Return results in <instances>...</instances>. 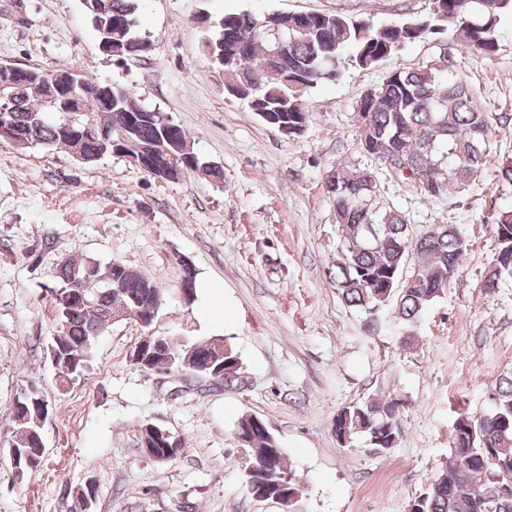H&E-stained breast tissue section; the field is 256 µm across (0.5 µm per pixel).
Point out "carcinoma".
<instances>
[{
  "mask_svg": "<svg viewBox=\"0 0 512 512\" xmlns=\"http://www.w3.org/2000/svg\"><path fill=\"white\" fill-rule=\"evenodd\" d=\"M437 7L417 18L420 27L405 21L377 25L370 18L309 13L303 32L281 14L262 19L250 13H231L211 20L201 31L206 55L224 72V84L234 97L293 124L300 115L309 121L308 89L321 82H336L351 67L366 70L408 45L448 28L461 45L484 56L499 47V23L512 14V0H429ZM141 0H103L101 11L84 8L97 39L111 38L116 60L143 57L147 40L137 32ZM288 45L281 62H270L279 45ZM81 81L79 111L65 114L53 106L52 89L43 69L11 90L9 111L0 112L9 126L23 133L29 146H62L98 160L110 153L97 139L74 142L59 135L65 117L73 123L102 118L106 132L118 139L128 127L129 105L137 103L120 85L85 77L78 67L60 70ZM365 130L359 148L386 163L403 160L399 177L421 199H438L467 186L482 169L489 150L490 116L475 99L468 83L450 79L437 68L398 69L364 94L358 104ZM135 143L148 153L163 144L174 152L187 150L190 172L211 179L223 178L221 168L202 162L189 150L185 130L167 115L144 108ZM340 232V260L332 272L336 292L347 304L367 315L387 305L381 293L402 282L395 312L406 323L438 298L458 268L466 239L460 228L440 224L419 237L409 231V219L397 208L379 202L380 192L370 171L350 172L340 166L327 175ZM498 255L485 279L493 289L512 276V209L498 212L494 224ZM413 274L400 280L409 260ZM55 297L58 335L46 343L47 358L60 381L72 382L88 368L92 345L112 321L127 313L151 314L155 294L162 292L146 275L120 263L102 264L94 258L65 260L58 265ZM210 360L209 344L175 338L159 356L145 361L172 375H180L185 357ZM491 408L480 416L463 415L454 423L448 464L418 496L421 512H512V372L499 377L490 394ZM42 393L26 388L13 410L15 431L9 447L19 451L18 464L36 469L44 448ZM340 444L362 434L370 448L382 452L396 446L402 417L395 401L355 403L338 411ZM274 435L267 428H251L244 445L246 486L276 485L294 478L285 455L272 453Z\"/></svg>",
  "mask_w": 512,
  "mask_h": 512,
  "instance_id": "obj_1",
  "label": "carcinoma"
}]
</instances>
